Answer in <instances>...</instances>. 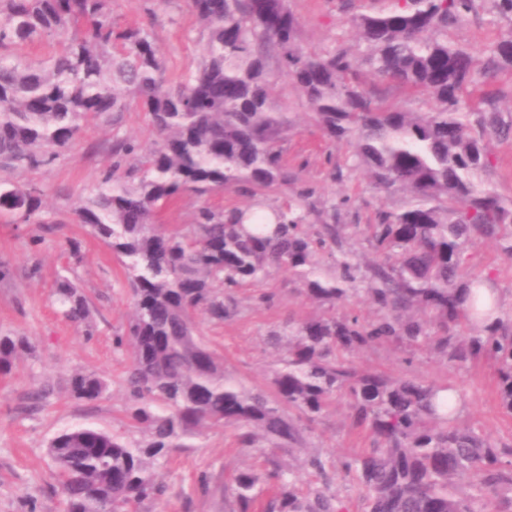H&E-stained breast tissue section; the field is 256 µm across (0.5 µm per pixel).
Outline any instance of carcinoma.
<instances>
[{"mask_svg": "<svg viewBox=\"0 0 512 512\" xmlns=\"http://www.w3.org/2000/svg\"><path fill=\"white\" fill-rule=\"evenodd\" d=\"M354 18L358 43L308 50L288 0H189L206 33L197 68L177 81L150 29L120 23L111 0H0V169L53 165L91 118L120 124L136 107L158 141L145 149L112 136L111 163L75 208L77 221L120 260L133 300L118 349L126 413L143 433L78 427L51 439L56 492L68 512H138L167 487L160 469L175 448L210 430L231 431L239 448L304 453L317 485L271 463L241 470L224 491V512H345L333 487L350 476L364 512H512V442H493L459 420L446 386L360 369L339 358L381 343L424 345L448 369L487 361L502 412L512 417V313L481 309L482 279L468 246L494 241L512 259V199L474 179L493 167L489 141L512 139V109L499 98L466 99L471 53L448 43L474 0H390ZM58 38L32 59L19 50ZM278 73L302 93L309 121L332 150L327 177L363 170L372 187L403 193L397 210L371 223H341L348 198L322 197L288 161L293 121L273 100ZM512 71V29L488 48L483 75ZM421 98L410 112L369 90L365 73ZM224 190L252 202L214 206ZM192 194L203 200L190 223L170 228L163 212ZM51 224L30 186L0 179V219ZM365 231L374 258L361 266L345 240ZM286 270L322 311L271 332L284 355L266 389L237 386L224 356L197 333L196 318L221 324L237 312L238 290ZM63 316L94 332L90 301L67 277L56 283ZM363 295L376 317L346 311ZM25 336L0 334V374L31 350ZM107 384L70 376L69 396L88 403ZM371 447L338 461L311 447L312 424L336 399Z\"/></svg>", "mask_w": 512, "mask_h": 512, "instance_id": "cac0c4a2", "label": "carcinoma"}]
</instances>
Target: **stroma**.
I'll use <instances>...</instances> for the list:
<instances>
[{
	"label": "stroma",
	"mask_w": 512,
	"mask_h": 512,
	"mask_svg": "<svg viewBox=\"0 0 512 512\" xmlns=\"http://www.w3.org/2000/svg\"><path fill=\"white\" fill-rule=\"evenodd\" d=\"M289 6L301 23L303 45L319 49L351 44L355 14L381 9L384 2L353 0L345 8L341 0H289ZM112 11L121 23L151 29L166 61L167 77L194 69L200 61L205 37L187 0H166L152 15L142 0H112ZM510 28L512 18L499 15L494 0H476L474 12L449 29L448 39L467 47L480 62L499 33ZM274 96L276 107L294 121L285 144L289 159L302 164L305 179L320 193L350 198L346 223L367 224L378 206L401 205V197L375 194L360 172L344 184L331 183L323 165L325 144L308 121L299 91L282 80ZM116 133L144 145L156 139L145 113L134 108L117 126L104 118L87 123L77 145L51 167L0 172L1 178L36 188L53 218L49 224L0 221V263L14 272L13 280L0 282V334L25 336L34 345L32 354L16 361L10 374L0 375V512H63L62 499L53 491L55 478L47 455L50 440L62 431L91 426L132 440L141 437L125 414L123 378L131 358L113 345L132 312L129 287L111 249L72 215L76 200L95 187L109 164ZM75 246L80 249L76 260L71 257ZM469 253L474 274L491 277L503 310H512V260L485 240L474 241ZM61 275L74 279L89 297L93 335H85L81 326L63 317L53 295L54 282ZM300 289V282L281 271L261 286L240 290V312L234 318L221 325L201 322L202 333L221 346L226 371L246 388L266 386L268 370L280 356L268 342L271 331L288 318L316 313V305ZM263 291L274 294V306L258 302ZM347 359L361 369L451 386L462 397L463 421L481 428L492 441L512 440V418L497 403L493 370L487 363L475 362L452 372L427 349L393 344L351 353ZM76 371L98 373L108 385L104 398L91 405L70 398L67 380ZM45 386L50 394L33 403L31 393ZM312 428L314 447L338 458L354 456L370 445L367 434L352 429L342 399L332 403ZM262 466L261 459L239 451L224 432L210 434L203 447L172 454L162 471L167 494L148 512H224L221 494L192 495L200 474L212 473L219 485L238 470Z\"/></svg>",
	"instance_id": "obj_1"
}]
</instances>
